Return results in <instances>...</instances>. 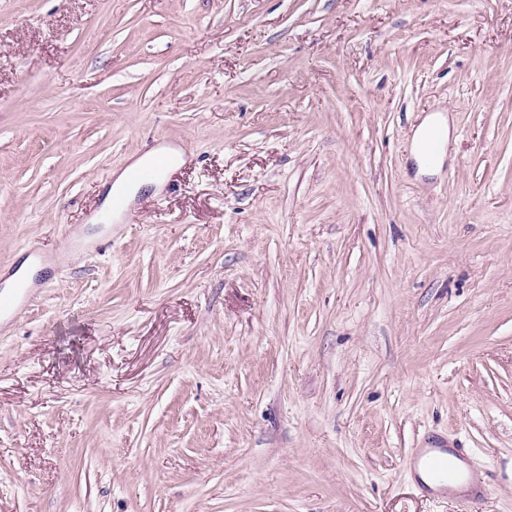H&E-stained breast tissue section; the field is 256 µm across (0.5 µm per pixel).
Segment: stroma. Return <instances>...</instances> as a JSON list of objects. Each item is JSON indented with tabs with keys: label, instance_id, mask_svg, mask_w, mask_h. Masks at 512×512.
<instances>
[{
	"label": "stroma",
	"instance_id": "1",
	"mask_svg": "<svg viewBox=\"0 0 512 512\" xmlns=\"http://www.w3.org/2000/svg\"><path fill=\"white\" fill-rule=\"evenodd\" d=\"M28 251L0 512H512V0H0ZM433 441L484 491L418 490ZM156 154L150 153L145 156L135 159L131 166L145 165L154 159ZM164 161L160 158V161L155 165H145L136 168H130L127 171V180L131 184H142L150 181H154L157 178L159 172V166L163 165ZM125 174H126V171L122 172L120 175H118L115 178L109 192L107 193L106 202H108L112 196H117L112 201V210H116V211L124 210L125 205H126V200L121 196L126 197L127 195H135L139 189V186L132 187L127 184L126 179H125Z\"/></svg>",
	"mask_w": 512,
	"mask_h": 512
}]
</instances>
